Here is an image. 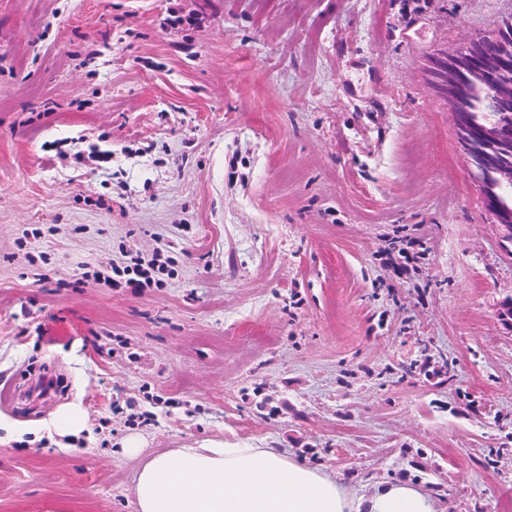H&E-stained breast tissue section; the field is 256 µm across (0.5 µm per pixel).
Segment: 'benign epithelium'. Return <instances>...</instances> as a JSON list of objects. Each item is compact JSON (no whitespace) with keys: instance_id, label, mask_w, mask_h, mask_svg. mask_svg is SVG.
Returning a JSON list of instances; mask_svg holds the SVG:
<instances>
[{"instance_id":"7a95c632","label":"benign epithelium","mask_w":512,"mask_h":512,"mask_svg":"<svg viewBox=\"0 0 512 512\" xmlns=\"http://www.w3.org/2000/svg\"><path fill=\"white\" fill-rule=\"evenodd\" d=\"M430 63L433 88L454 113L462 150L469 153L476 148L482 155L480 184L485 207L494 223L509 233L512 209L501 204L497 190L512 184V161L500 159L498 150L512 145V123H471L466 113L458 110V94L465 73H477L491 87L493 111L512 113V35L501 27L492 40L473 37L450 53L432 56Z\"/></svg>"}]
</instances>
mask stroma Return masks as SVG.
I'll list each match as a JSON object with an SVG mask.
<instances>
[{
  "instance_id": "1",
  "label": "stroma",
  "mask_w": 512,
  "mask_h": 512,
  "mask_svg": "<svg viewBox=\"0 0 512 512\" xmlns=\"http://www.w3.org/2000/svg\"><path fill=\"white\" fill-rule=\"evenodd\" d=\"M512 0H0V512H136L138 462L275 448L436 512L512 493V242L428 57ZM423 259L400 277L395 242ZM162 247L166 287L88 275ZM87 428L50 433L60 407Z\"/></svg>"
}]
</instances>
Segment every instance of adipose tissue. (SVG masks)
Instances as JSON below:
<instances>
[{
  "mask_svg": "<svg viewBox=\"0 0 512 512\" xmlns=\"http://www.w3.org/2000/svg\"><path fill=\"white\" fill-rule=\"evenodd\" d=\"M134 491L138 512H434L410 482L365 493L275 449L218 440L145 460Z\"/></svg>",
  "mask_w": 512,
  "mask_h": 512,
  "instance_id": "obj_1",
  "label": "adipose tissue"
}]
</instances>
